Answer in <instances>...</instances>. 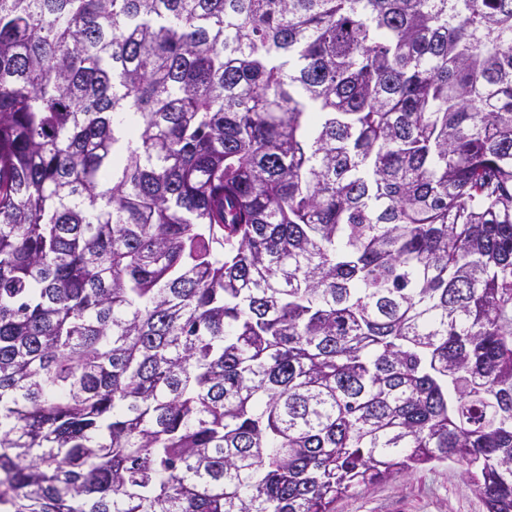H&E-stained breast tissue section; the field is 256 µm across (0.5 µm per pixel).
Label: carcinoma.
Masks as SVG:
<instances>
[{"instance_id": "cac0c4a2", "label": "carcinoma", "mask_w": 512, "mask_h": 512, "mask_svg": "<svg viewBox=\"0 0 512 512\" xmlns=\"http://www.w3.org/2000/svg\"><path fill=\"white\" fill-rule=\"evenodd\" d=\"M512 512V0H0V512ZM336 512H486L464 469L448 462L359 486L336 503Z\"/></svg>"}]
</instances>
